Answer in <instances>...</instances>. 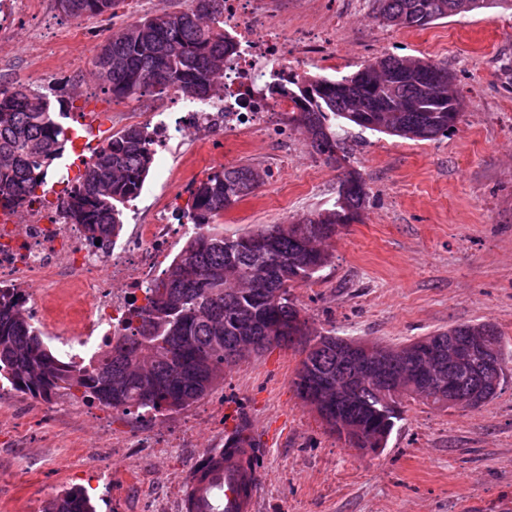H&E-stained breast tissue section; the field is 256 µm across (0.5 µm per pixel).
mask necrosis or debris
Returning <instances> with one entry per match:
<instances>
[{
    "instance_id": "necrosis-or-debris-1",
    "label": "necrosis or debris",
    "mask_w": 512,
    "mask_h": 512,
    "mask_svg": "<svg viewBox=\"0 0 512 512\" xmlns=\"http://www.w3.org/2000/svg\"><path fill=\"white\" fill-rule=\"evenodd\" d=\"M278 7L279 0H224V31L235 44L224 64V93L199 101L171 90L180 109L150 114L153 146L191 137L204 147L219 137L229 155L244 152L252 139L281 132L277 117L289 103H270L264 85L287 75L289 59L330 57L336 25L328 21L315 36L292 37L277 22ZM79 179V171L67 168L52 183L46 202L28 208L24 223L0 210V288L46 283L44 299L32 303L28 314L41 329L66 323L69 332L60 345L68 354L94 352L121 327L132 305L144 304L169 244L192 229L172 223L176 197L159 195L150 223L134 225L106 249H90L80 226L62 216V201Z\"/></svg>"
}]
</instances>
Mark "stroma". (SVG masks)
<instances>
[{"instance_id":"obj_1","label":"stroma","mask_w":512,"mask_h":512,"mask_svg":"<svg viewBox=\"0 0 512 512\" xmlns=\"http://www.w3.org/2000/svg\"><path fill=\"white\" fill-rule=\"evenodd\" d=\"M189 0H139L109 13L73 18L56 0H27L0 43L26 41L0 55V81L37 86L66 81L78 94L64 118L98 111L113 131L124 123L118 102L91 73V61L112 31L140 19L184 11ZM280 23L316 30L336 23V66H295L299 76L337 78L367 60L393 55L444 63L464 101L448 134L412 141L350 126L341 131V165L317 155L290 113L280 115L288 144L255 140L237 157L264 173L253 197L226 210L219 224L234 237L262 225L288 224L331 207L348 170L368 193L361 222L331 242V263L291 289L317 331L386 345L404 344L458 324L489 323L512 351V10L462 12L422 28L387 27L370 0H285ZM76 53L75 70L57 63ZM218 148L191 140L156 155L134 205L146 222L162 172L191 159L208 173ZM300 354L272 347L225 370L224 379L190 406L156 419L113 413L117 437H163L188 423L182 448H101L98 407L81 401L48 417L35 399L5 391L0 413L24 422L17 445L0 451V512H42L46 500L84 488L97 512H177L189 470L247 420L264 454L259 512H512V362L496 396L476 410L405 405L386 448L362 454L326 431L292 381ZM111 469V482L98 476Z\"/></svg>"}]
</instances>
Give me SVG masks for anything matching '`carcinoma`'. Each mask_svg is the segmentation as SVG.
<instances>
[{
	"label": "carcinoma",
	"mask_w": 512,
	"mask_h": 512,
	"mask_svg": "<svg viewBox=\"0 0 512 512\" xmlns=\"http://www.w3.org/2000/svg\"><path fill=\"white\" fill-rule=\"evenodd\" d=\"M119 0H57L71 17L100 15ZM512 0H373L377 19L388 26L424 27L458 13ZM224 37V0H191L178 13L145 17L112 33L92 61V73L114 98L142 97L173 87L197 99L223 90L224 59L233 52ZM162 70L164 83L151 74ZM448 67L425 59L377 57L351 75L288 77L265 86L273 100L286 98L295 121L308 133L314 151L340 162L336 129L363 130L415 141L437 138L455 127L461 113L448 103ZM70 142L69 130L52 116L50 103L27 85L0 83V207L22 212L37 199L54 161ZM154 161L147 126H130L85 165L81 184L67 197L63 214L82 227L91 246L120 236L125 210L143 188ZM258 172L249 166L213 168L190 189L180 217L196 226L163 276L146 289V304L130 310L126 325L89 361H64L53 353L25 315L19 293L0 288V387L34 399L67 395L125 415L156 418L204 397L235 361L224 355L247 336L260 354L272 346L297 349L302 359L293 380L297 395L320 388L305 371L352 377L356 367L343 353L345 338L316 333L290 297L289 288L306 282L333 258L328 242L338 229L360 219L367 202L355 171L343 201L292 224H271L226 237L215 220L252 196ZM484 328L491 356L479 352L472 363L448 370V387L418 395L409 389L386 396L381 383L360 380L352 395L316 410L325 428L349 448H383L406 402L441 409L484 390L469 405L492 398L504 377L508 353L502 334L489 324H461L451 333L429 336L448 346V336L467 341ZM43 512H94L83 491L69 489L49 499Z\"/></svg>",
	"instance_id": "1"
}]
</instances>
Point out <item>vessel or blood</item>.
<instances>
[{
	"label": "vessel or blood",
	"instance_id": "obj_1",
	"mask_svg": "<svg viewBox=\"0 0 512 512\" xmlns=\"http://www.w3.org/2000/svg\"><path fill=\"white\" fill-rule=\"evenodd\" d=\"M257 448H238L225 454L220 473L200 481L197 472H189L187 490L181 497L180 512H210L219 505L220 512H257L262 473Z\"/></svg>",
	"mask_w": 512,
	"mask_h": 512
}]
</instances>
